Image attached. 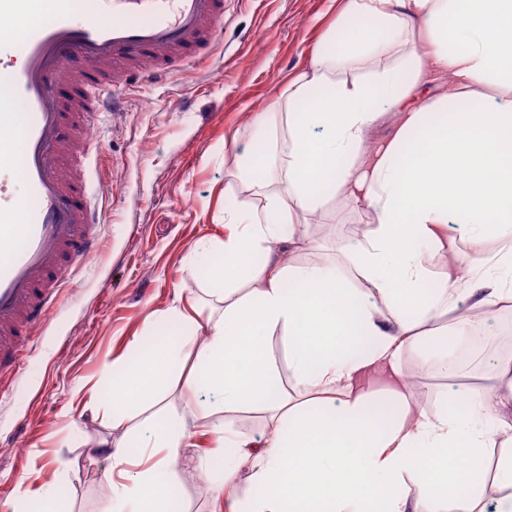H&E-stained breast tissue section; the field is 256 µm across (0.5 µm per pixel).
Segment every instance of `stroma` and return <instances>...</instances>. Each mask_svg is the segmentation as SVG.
Here are the masks:
<instances>
[{"label":"stroma","instance_id":"1","mask_svg":"<svg viewBox=\"0 0 512 512\" xmlns=\"http://www.w3.org/2000/svg\"><path fill=\"white\" fill-rule=\"evenodd\" d=\"M335 24L333 0H226L223 43L208 59L134 88L91 128L100 146L88 174L101 213L98 253L62 285L23 367L0 374V496L11 512L25 507L18 488L45 497L60 461L65 512H104L111 465L90 447L122 433L111 413L89 406L86 387L128 358L133 337L166 326L180 289L191 291L199 321L217 307L197 248L224 238V214L239 196L238 164L258 135L254 113L277 109L289 79L309 66ZM306 220V240L287 253L293 265L343 257L370 216L342 198ZM476 331L490 350L512 357V306L480 315ZM402 380L429 414L450 392L502 384L478 358L452 380L409 358ZM223 417L215 407L190 426L193 444L180 455L197 467L176 478L184 512L215 508L212 442L202 432Z\"/></svg>","mask_w":512,"mask_h":512}]
</instances>
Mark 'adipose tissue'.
Returning <instances> with one entry per match:
<instances>
[{"mask_svg":"<svg viewBox=\"0 0 512 512\" xmlns=\"http://www.w3.org/2000/svg\"><path fill=\"white\" fill-rule=\"evenodd\" d=\"M389 113L392 134L370 145ZM253 121L268 132L264 161L276 175L258 185L260 204L244 200L225 215L223 264L210 273L221 309L201 323L174 308L169 317L186 334L141 351L134 365L113 363L90 389L91 405L111 406L113 428L125 426L127 410L157 404L201 331L183 406L200 414L204 392L224 408L214 434L234 451L216 483L226 512H436L441 503L476 512L457 495L464 479L492 489L495 512H512V358L487 356L507 383L465 389L463 415L416 410L399 383L404 358L425 346L424 325L444 317L450 339L465 335L458 299L512 304V0H348L277 111ZM342 196L371 216L344 264L289 265L283 252L305 239V214ZM458 224L475 242L497 244L463 278L439 261ZM356 329L370 341L359 355L348 350ZM275 335L327 418L300 417L298 402L274 394ZM374 370L395 380L388 397L364 386ZM381 401L399 416L379 429L369 412ZM256 404L275 423L262 439L233 427L234 413ZM191 439L160 416L149 436L95 442L118 475L110 512H167L157 490L176 477ZM490 448L499 451L493 480L456 463ZM242 462L256 494L237 491Z\"/></svg>","mask_w":512,"mask_h":512,"instance_id":"1","label":"adipose tissue"}]
</instances>
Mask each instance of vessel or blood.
<instances>
[{
    "label": "vessel or blood",
    "instance_id": "1",
    "mask_svg": "<svg viewBox=\"0 0 512 512\" xmlns=\"http://www.w3.org/2000/svg\"><path fill=\"white\" fill-rule=\"evenodd\" d=\"M33 0H0V84L20 104L0 112V366H22L54 289L96 255L97 211L88 181L64 171L62 124L87 126L108 100L163 82L211 54L224 0H54L52 18L28 21ZM78 89L64 109L56 88ZM20 156L11 160V145Z\"/></svg>",
    "mask_w": 512,
    "mask_h": 512
}]
</instances>
